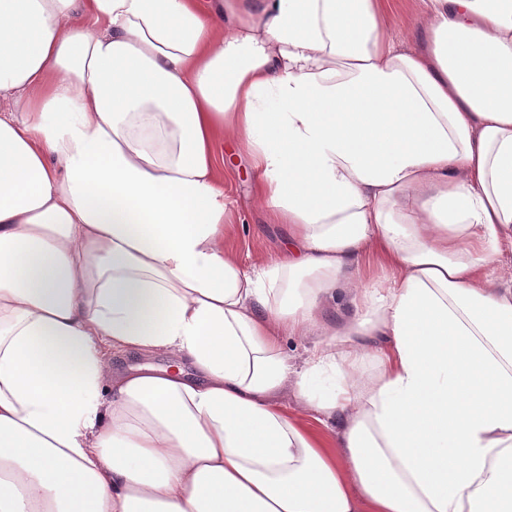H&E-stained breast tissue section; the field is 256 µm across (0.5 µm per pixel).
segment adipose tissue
Wrapping results in <instances>:
<instances>
[{"label": "adipose tissue", "mask_w": 512, "mask_h": 512, "mask_svg": "<svg viewBox=\"0 0 512 512\" xmlns=\"http://www.w3.org/2000/svg\"><path fill=\"white\" fill-rule=\"evenodd\" d=\"M425 3L0 0V512H512V0ZM381 7L391 38L404 48H415V38L424 21V1L382 0ZM214 150L218 184L224 190V223L231 224L224 245L246 269L279 257L288 243V226L275 224L259 201L249 157L224 136L216 140ZM393 272L387 253L381 247H374L365 257L361 271L364 282L383 279ZM316 341L313 336H297L285 340V350L291 362L300 367L307 359ZM294 395L293 385L289 383L288 388H286L278 399L279 405L287 407L288 413L292 414L294 418L298 419L306 426L321 432L322 429L319 424L311 418L309 412L295 399Z\"/></svg>", "instance_id": "obj_1"}]
</instances>
